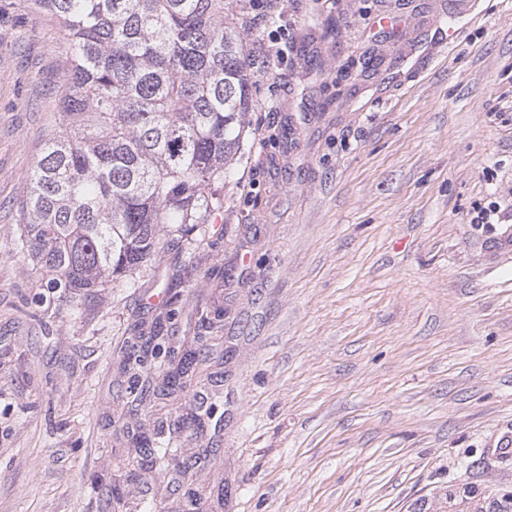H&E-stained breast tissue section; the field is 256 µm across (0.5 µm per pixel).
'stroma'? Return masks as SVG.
<instances>
[{
	"label": "stroma",
	"instance_id": "1",
	"mask_svg": "<svg viewBox=\"0 0 512 512\" xmlns=\"http://www.w3.org/2000/svg\"><path fill=\"white\" fill-rule=\"evenodd\" d=\"M283 7L219 217L72 303L16 246L67 35L0 0V512H512V0Z\"/></svg>",
	"mask_w": 512,
	"mask_h": 512
}]
</instances>
